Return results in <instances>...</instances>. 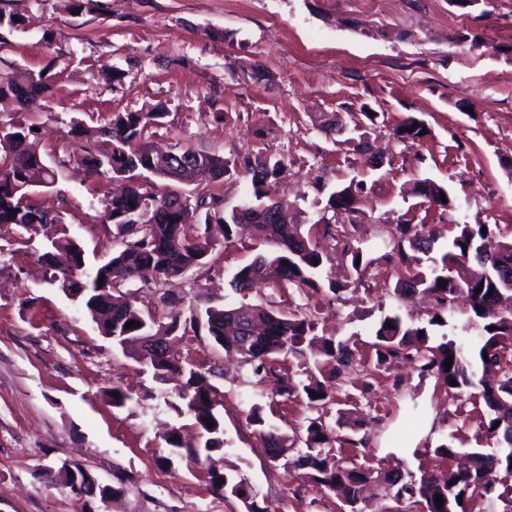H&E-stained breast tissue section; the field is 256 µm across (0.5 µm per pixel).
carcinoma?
Wrapping results in <instances>:
<instances>
[{"label":"carcinoma","instance_id":"cac0c4a2","mask_svg":"<svg viewBox=\"0 0 512 512\" xmlns=\"http://www.w3.org/2000/svg\"><path fill=\"white\" fill-rule=\"evenodd\" d=\"M55 83V74L47 70L33 72L12 67L0 70V100L14 101L31 115L45 111ZM166 116L162 104L132 112H115L103 124L92 127L71 119L66 135L83 142L81 152H66L47 163L29 148L35 123L11 121L0 125V225H14L29 234L47 225L57 226L50 240V250L42 254L44 281L63 294L79 293L91 320L102 336L136 362L151 365L153 377L167 381L168 373L182 370L170 347L162 353L154 347L181 326V298L163 290L167 281L200 270L206 265L213 243L209 238L212 221L224 225V239L232 241L236 229L246 223L254 230V249L258 254L242 266L230 280L231 290L242 294L256 281L275 274L282 288L318 291L323 253L313 245V237L327 235L331 219L322 215L307 232L302 225L290 224L283 203L272 198L269 179L287 173L282 160L264 159L244 166L251 175L254 201L241 214L224 215L219 201L206 194L185 193L181 185H202L232 171V164L220 156L201 153L191 147H174L162 152L147 143L151 129L162 125ZM426 130L423 122L410 117L395 128L400 140L419 141ZM72 168L97 181L123 180L124 190L103 201L99 220L112 225V237L120 248L112 257L91 269L82 267L85 251L70 234L62 214L34 207L29 194L36 187L55 184L60 168ZM363 182L349 185L331 194L327 210L333 215L349 216L356 212ZM412 193L429 208L448 209L441 195L445 186L418 180ZM197 223V235L187 237L184 225ZM487 233H482V229ZM448 251L429 272H410L395 288L400 299L408 301L417 294L431 297L437 305L429 325L443 327L446 321L436 317L451 304L463 299L474 315L483 320L478 362L453 339L431 343L427 328L407 324L397 315L387 316L375 330L377 363L405 358L417 363L421 374H435L448 390L479 389L487 407L482 430L489 447L468 453V465L445 472L371 471L355 464L328 463L333 443L339 441L333 428L321 417L311 418L305 427L304 447L279 434L265 422L259 407L248 411L246 421L256 427L264 440L271 461L280 464L303 482H312L327 490H343L348 512H366L367 492L374 487L395 499L415 500L424 512H468V503L485 497L496 489L494 475L512 473V363H503L504 351L512 347V311H497L503 292L512 293V241L492 243L494 229L480 224H453ZM426 252L434 241L423 235L420 224H397L388 258L404 263V245ZM444 287H438V284ZM151 287L162 291L160 300L168 308L166 321L143 313L134 304L126 286ZM130 321L138 326L126 327ZM393 327L388 328L385 323ZM189 327L224 349L226 355L251 367L260 379L276 376L275 364L281 357L310 356L314 366L324 363L328 372L298 388L278 382L281 396L303 391L309 407L317 409L333 400L336 374L353 366L348 343L317 333L318 322L305 312L274 308L263 303L212 305L191 312ZM424 336H419V333ZM451 368H446L447 358ZM456 384H451V381ZM318 397H312V394ZM217 387L208 372L191 369L176 397L182 404H172L179 413L189 415L206 434L202 446L186 449L187 455L202 453L224 444V428L217 411ZM212 421L214 427L206 425ZM223 478L218 485L216 480ZM212 489L222 497L242 501L246 512H266L251 494L248 482L239 475L210 474ZM442 498V507L436 498Z\"/></svg>","mask_w":512,"mask_h":512}]
</instances>
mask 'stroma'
<instances>
[{"mask_svg":"<svg viewBox=\"0 0 512 512\" xmlns=\"http://www.w3.org/2000/svg\"><path fill=\"white\" fill-rule=\"evenodd\" d=\"M0 66L56 72L50 108L41 119L37 149L52 158L79 151L64 138L79 118L97 125L114 112L158 103L168 115L151 139L236 163L284 160L288 172L271 191L296 206L304 224L323 213L331 193L363 181L358 210L337 216L339 235L359 246L369 265L355 271L341 243L322 241L324 274L338 292L258 284L233 294L229 281L250 259L239 241L218 242L209 266L173 279L184 308L208 303L294 301L318 316L325 335L355 351L354 365L335 381L334 402L321 414L342 437L335 454L383 471H445L456 459L437 454L485 447V406L473 391L449 393L437 376L412 363L378 364L374 329L384 316L426 325L432 303L400 302L394 288L405 270L388 263L395 225L490 224L512 240V0H481L461 9L452 0H0ZM484 48H473L472 37ZM118 68V82L102 78ZM367 112L362 128L328 135L324 117L349 121ZM427 127L417 142L397 139L407 118ZM367 139L383 164L370 166L355 150ZM447 187L448 210L407 195L414 181ZM110 185L60 171L32 202L64 211L88 264L112 254V230L97 216ZM19 228L0 226V512H89L85 498L58 476L75 461L99 482L122 486L108 512H245L237 499L210 487V472L242 474L268 512H345L339 495L274 465L246 423L251 406L285 436L302 434L311 412L304 396L275 395L249 366L228 361L206 337L176 345L182 364L216 366L222 375L224 445L200 457H170L164 434L181 425L173 403L180 377L165 384L101 336L79 304L39 281L42 237L9 251ZM434 335L476 350L480 321L465 302ZM128 395L112 403L113 388ZM366 425L360 446L346 444L341 413Z\"/></svg>","mask_w":512,"mask_h":512,"instance_id":"1","label":"stroma"}]
</instances>
